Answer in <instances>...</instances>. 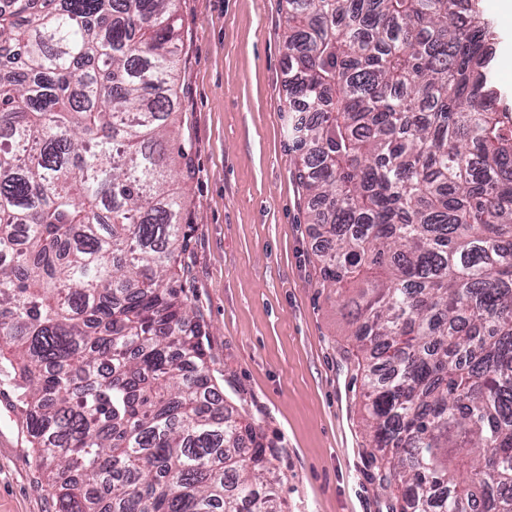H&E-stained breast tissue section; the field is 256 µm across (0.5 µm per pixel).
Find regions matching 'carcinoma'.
<instances>
[{
    "label": "carcinoma",
    "instance_id": "cac0c4a2",
    "mask_svg": "<svg viewBox=\"0 0 512 512\" xmlns=\"http://www.w3.org/2000/svg\"><path fill=\"white\" fill-rule=\"evenodd\" d=\"M460 2L287 0L293 177L401 512H512V109ZM178 8L0 7V377L56 512H282L183 296Z\"/></svg>",
    "mask_w": 512,
    "mask_h": 512
}]
</instances>
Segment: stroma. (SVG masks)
Segmentation results:
<instances>
[{"instance_id":"obj_1","label":"stroma","mask_w":512,"mask_h":512,"mask_svg":"<svg viewBox=\"0 0 512 512\" xmlns=\"http://www.w3.org/2000/svg\"><path fill=\"white\" fill-rule=\"evenodd\" d=\"M512 107V15L483 0ZM286 0H180L179 136L192 144L182 284L208 366L281 451L284 512H391L371 463L363 379L335 294L318 288L317 230L292 178ZM0 383V512H55L22 416Z\"/></svg>"}]
</instances>
